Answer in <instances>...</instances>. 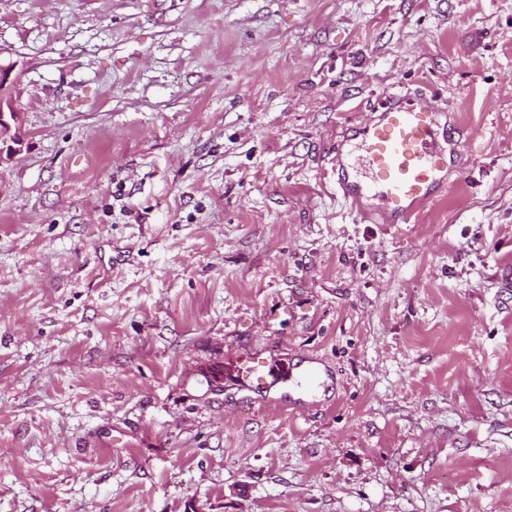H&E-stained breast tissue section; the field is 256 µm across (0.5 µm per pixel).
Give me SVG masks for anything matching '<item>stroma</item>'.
I'll list each match as a JSON object with an SVG mask.
<instances>
[{"label": "stroma", "mask_w": 512, "mask_h": 512, "mask_svg": "<svg viewBox=\"0 0 512 512\" xmlns=\"http://www.w3.org/2000/svg\"><path fill=\"white\" fill-rule=\"evenodd\" d=\"M0 62V512H512V0H0ZM419 89L462 168L360 223L336 145ZM15 64L0 63V165L10 162L27 148L24 112L15 104L13 90L17 75ZM242 361L244 362L247 379L243 381L247 385L250 376H256L258 385L280 387L288 384V390L298 395H309L317 391L322 385V377L320 372L311 367L299 368L294 367L292 364L283 363L278 369L272 380L269 383L265 382V376L262 374L263 364L262 361L249 355L245 356Z\"/></svg>", "instance_id": "stroma-1"}]
</instances>
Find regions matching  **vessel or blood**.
Here are the masks:
<instances>
[{"label": "vessel or blood", "instance_id": "1", "mask_svg": "<svg viewBox=\"0 0 512 512\" xmlns=\"http://www.w3.org/2000/svg\"><path fill=\"white\" fill-rule=\"evenodd\" d=\"M435 93L390 95L359 125L349 150L336 157V178L345 197L361 213L385 224H407L420 207L450 186L448 131L441 127ZM272 386L309 395L322 385L317 369L281 364Z\"/></svg>", "mask_w": 512, "mask_h": 512}]
</instances>
